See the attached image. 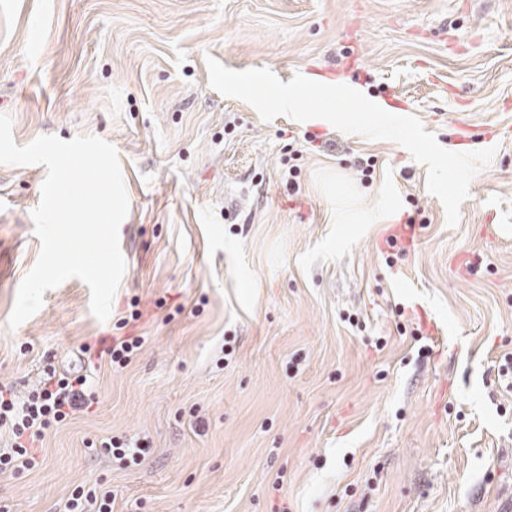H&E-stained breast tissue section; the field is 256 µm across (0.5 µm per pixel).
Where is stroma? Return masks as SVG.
Returning <instances> with one entry per match:
<instances>
[{"mask_svg": "<svg viewBox=\"0 0 512 512\" xmlns=\"http://www.w3.org/2000/svg\"><path fill=\"white\" fill-rule=\"evenodd\" d=\"M210 57L359 86L443 148L495 155L448 227L404 147L262 121L210 86ZM0 114L20 146L110 143L129 203L109 319L72 278L13 328L46 168L0 163V385L22 398L82 346L144 339L29 470L0 473V512H61L78 485L113 512H501L512 0H0ZM107 435L149 451L120 467L91 446Z\"/></svg>", "mask_w": 512, "mask_h": 512, "instance_id": "1", "label": "stroma"}]
</instances>
